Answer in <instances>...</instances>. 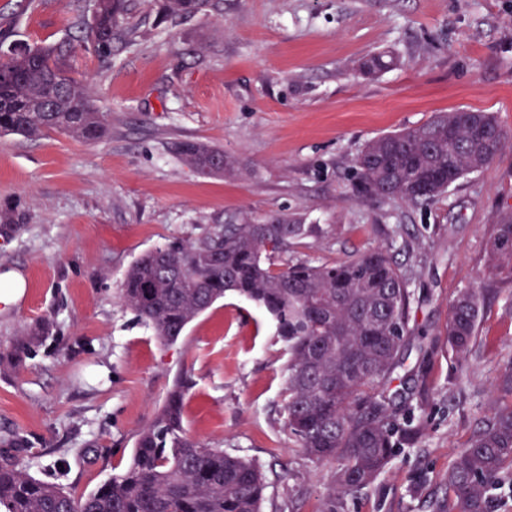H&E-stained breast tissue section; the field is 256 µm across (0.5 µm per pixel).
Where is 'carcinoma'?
Wrapping results in <instances>:
<instances>
[{
  "instance_id": "carcinoma-1",
  "label": "carcinoma",
  "mask_w": 512,
  "mask_h": 512,
  "mask_svg": "<svg viewBox=\"0 0 512 512\" xmlns=\"http://www.w3.org/2000/svg\"><path fill=\"white\" fill-rule=\"evenodd\" d=\"M135 0H90L102 59L134 44ZM209 0H166L172 16L191 15ZM0 15V134L38 138L50 131L86 143L108 134L105 114L84 83L70 76L73 43L11 41ZM512 132L488 112H440L428 122L368 142L358 155L356 190L418 206L497 159ZM206 171L224 152L197 142L177 147ZM315 232L286 215L263 224L244 220L176 238L142 254L122 283L121 302L164 344L226 292L270 314L288 346L283 427L305 455L339 463L319 512H338L339 498L364 489L390 465L400 431L391 384L413 337L409 278L389 250L338 262L276 265L279 253ZM487 254L491 281L512 282V211L492 225ZM486 289L464 288L445 327L448 351L464 366L477 339ZM189 381L168 392L153 420L136 435L128 466L96 490L75 495L37 480L19 461L0 458V512H261L266 477L256 463L187 434L182 408ZM512 397V359L497 378ZM512 473V403L498 406L455 455L444 483L454 512H488V492Z\"/></svg>"
}]
</instances>
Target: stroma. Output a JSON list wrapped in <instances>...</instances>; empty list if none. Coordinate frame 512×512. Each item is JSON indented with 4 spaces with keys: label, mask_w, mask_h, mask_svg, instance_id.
Instances as JSON below:
<instances>
[{
    "label": "stroma",
    "mask_w": 512,
    "mask_h": 512,
    "mask_svg": "<svg viewBox=\"0 0 512 512\" xmlns=\"http://www.w3.org/2000/svg\"><path fill=\"white\" fill-rule=\"evenodd\" d=\"M148 0L133 46L100 62L78 50L77 76L106 112L95 143L50 132L0 136V275L24 279L0 303V345L51 323L17 366L0 367V452L35 478L89 493L128 464L136 432L188 375L189 435L260 465L262 512H318L337 462H316L283 427L288 352L272 318L232 293L171 345L120 301L142 253L208 225L288 214L320 228L276 257L337 263L390 248L410 278L417 334L392 388L412 440L340 512H434L442 478L488 416L512 358V284L496 283L465 368L446 348L459 290L486 287L488 231L512 211V150L419 207L354 190L370 140L435 113L491 112L512 130V0H210L172 19ZM77 0H0L14 38H75ZM371 54L391 57L361 74ZM223 150L232 170L203 174L171 146Z\"/></svg>",
    "instance_id": "obj_1"
}]
</instances>
